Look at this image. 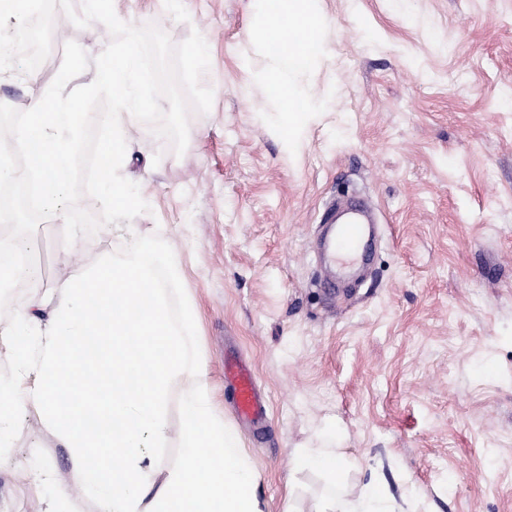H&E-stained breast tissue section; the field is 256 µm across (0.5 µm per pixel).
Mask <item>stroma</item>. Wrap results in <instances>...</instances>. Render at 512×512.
<instances>
[{"instance_id":"obj_1","label":"stroma","mask_w":512,"mask_h":512,"mask_svg":"<svg viewBox=\"0 0 512 512\" xmlns=\"http://www.w3.org/2000/svg\"><path fill=\"white\" fill-rule=\"evenodd\" d=\"M109 11L138 28L153 114L176 131L142 132L119 170L148 201L129 221L177 251L162 294L198 314L185 366H205L263 512H315L327 493L320 473L293 471L298 448L336 455L347 493L376 487L391 512H512V0H315L327 52L293 79L334 96L289 142L260 81L275 63L252 37L251 0ZM47 12L89 56L73 86L90 84L121 27L79 0ZM46 56L36 78L0 74V104L44 95L62 44ZM347 194L369 201L379 232L369 272L328 293L316 244ZM55 228L32 236L44 288L123 250L105 226L74 258ZM228 353L266 397L258 427L236 415ZM42 463L71 472L29 413L0 472L7 512H37Z\"/></svg>"}]
</instances>
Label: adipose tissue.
Here are the masks:
<instances>
[{
    "label": "adipose tissue",
    "instance_id": "1",
    "mask_svg": "<svg viewBox=\"0 0 512 512\" xmlns=\"http://www.w3.org/2000/svg\"><path fill=\"white\" fill-rule=\"evenodd\" d=\"M255 2L259 19L253 33L277 61L264 87L287 116L282 133L290 137L319 109L292 75L312 67L324 42L313 23L312 0ZM124 31L120 44L100 52L90 92L112 101L99 122L112 147L110 175L98 188L116 212L114 229L126 248L120 259L67 275L43 296L14 305L9 322L0 326V362L11 367L0 382V463L22 426L23 411L31 408L74 464L68 483L46 466L33 473L37 485L55 489L43 498L42 512H67L73 489L95 500L99 512H261L254 472L237 433L224 421L205 369L189 372L182 364L185 328L195 311L174 317L153 286L158 270L178 273L175 250L126 221L128 211L143 209L147 201L116 172L150 104L140 93L135 64L138 32L130 25ZM100 308L112 312L109 341L135 335L151 337L152 343L111 362L100 375L71 378L69 368ZM182 380L188 385L180 404L182 458L164 468L157 451L170 440L168 395ZM71 385L93 395L94 404L63 402Z\"/></svg>",
    "mask_w": 512,
    "mask_h": 512
}]
</instances>
